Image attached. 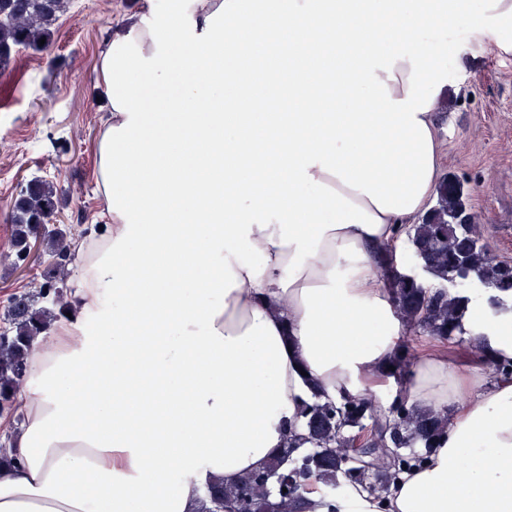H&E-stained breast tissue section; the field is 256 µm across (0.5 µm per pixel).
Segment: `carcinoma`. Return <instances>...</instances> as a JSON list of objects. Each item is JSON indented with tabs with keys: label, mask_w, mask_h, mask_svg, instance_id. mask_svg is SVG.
<instances>
[{
	"label": "carcinoma",
	"mask_w": 512,
	"mask_h": 512,
	"mask_svg": "<svg viewBox=\"0 0 512 512\" xmlns=\"http://www.w3.org/2000/svg\"><path fill=\"white\" fill-rule=\"evenodd\" d=\"M68 7L69 0H0V69L9 66L18 46L46 50L51 28ZM463 205L460 188L444 181L438 187L436 206L419 223L400 229L418 266L433 277L434 285L400 273L395 268L393 246H385L384 253L377 256L406 327L438 340L463 335L458 324L461 287L476 279L496 292L512 291V263L490 254L478 225L456 221ZM58 210L53 183L34 179L21 186L12 219L15 256L25 260L28 241L37 237L54 262L45 268L39 290L16 296L5 313L7 334H0L1 413H16L32 344L49 330L57 314L64 312L67 294L72 292L67 260L74 235L71 229L61 227L45 232L46 225L57 222ZM50 294L53 307L39 305ZM477 359L491 369L494 379L512 378V365H501L482 350ZM392 366L394 369L384 377L394 378L402 387L408 385L413 367L410 345H400ZM302 414V440L312 448L296 458L284 449L268 467L234 485L207 486V512H219L224 504L242 499L249 502L252 512H299L306 507L302 489L308 482L334 490L343 479L370 492L377 488L385 491L397 472L426 462L448 425L444 411L418 410L403 403L395 405L390 416L382 420L370 399H346L335 404L316 396L304 405Z\"/></svg>",
	"instance_id": "carcinoma-1"
}]
</instances>
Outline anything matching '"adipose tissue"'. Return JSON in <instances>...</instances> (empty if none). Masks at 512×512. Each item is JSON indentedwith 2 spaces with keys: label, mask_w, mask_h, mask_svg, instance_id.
Returning a JSON list of instances; mask_svg holds the SVG:
<instances>
[{
  "label": "adipose tissue",
  "mask_w": 512,
  "mask_h": 512,
  "mask_svg": "<svg viewBox=\"0 0 512 512\" xmlns=\"http://www.w3.org/2000/svg\"><path fill=\"white\" fill-rule=\"evenodd\" d=\"M468 0H137L100 46L107 222L81 249L71 316L39 337L0 512H198L208 482L262 469L314 394L444 409L428 461L386 499L308 492L307 512H512V378L405 331L376 253L430 208L448 47L422 30ZM471 22L503 46L512 0ZM184 78L160 109L139 76ZM349 107L330 111L332 100ZM461 329L512 363V297L465 289ZM182 75V70L179 66L175 65L173 69V77L171 84L167 90L161 91L156 89L153 84L149 81V79L143 77L141 78V97H140V105L148 109H153L158 101V99L171 91L178 85L180 76ZM391 366H394V370L388 369L382 376L386 378L393 377L401 387L408 385L412 377L413 367V349L409 344L400 345V352Z\"/></svg>",
  "instance_id": "1"
}]
</instances>
